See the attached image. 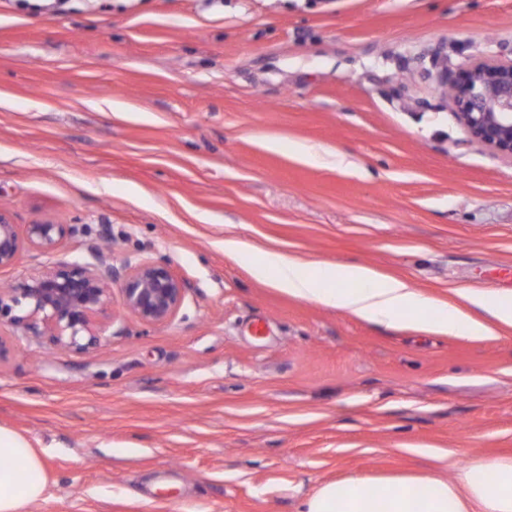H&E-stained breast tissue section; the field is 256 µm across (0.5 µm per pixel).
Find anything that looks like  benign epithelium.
Instances as JSON below:
<instances>
[{
    "label": "benign epithelium",
    "instance_id": "obj_1",
    "mask_svg": "<svg viewBox=\"0 0 512 512\" xmlns=\"http://www.w3.org/2000/svg\"><path fill=\"white\" fill-rule=\"evenodd\" d=\"M441 85L470 137L512 157V59L478 60L451 75L445 70ZM69 233L64 224L41 221L27 225L22 237L0 210V268L14 265L26 247L52 253ZM115 282L121 308L148 325L169 321L184 301V285L167 265L127 260L116 267L100 245L91 244L85 257L55 263L1 289L0 318L66 349L89 352L115 322L109 314Z\"/></svg>",
    "mask_w": 512,
    "mask_h": 512
}]
</instances>
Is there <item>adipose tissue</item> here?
I'll return each mask as SVG.
<instances>
[{
	"instance_id": "adipose-tissue-1",
	"label": "adipose tissue",
	"mask_w": 512,
	"mask_h": 512,
	"mask_svg": "<svg viewBox=\"0 0 512 512\" xmlns=\"http://www.w3.org/2000/svg\"><path fill=\"white\" fill-rule=\"evenodd\" d=\"M300 267L298 259L270 254L251 272L290 296L369 323L394 326L415 320L431 332L472 337L492 335L497 324L512 327V300L467 291L462 308L358 262L317 264L307 273ZM47 484L39 452L0 426V512H24L43 498ZM299 512H512V457L476 460L454 483L433 474L326 481L302 500Z\"/></svg>"
}]
</instances>
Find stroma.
I'll use <instances>...</instances> for the list:
<instances>
[{"instance_id":"1","label":"stroma","mask_w":512,"mask_h":512,"mask_svg":"<svg viewBox=\"0 0 512 512\" xmlns=\"http://www.w3.org/2000/svg\"><path fill=\"white\" fill-rule=\"evenodd\" d=\"M510 57L512 0H0V205L76 229L0 286L108 236L186 288L88 353L0 324V426L49 478L25 512H298L421 448L451 482L512 456V328H388L251 274L275 252L512 299V158L439 80Z\"/></svg>"}]
</instances>
